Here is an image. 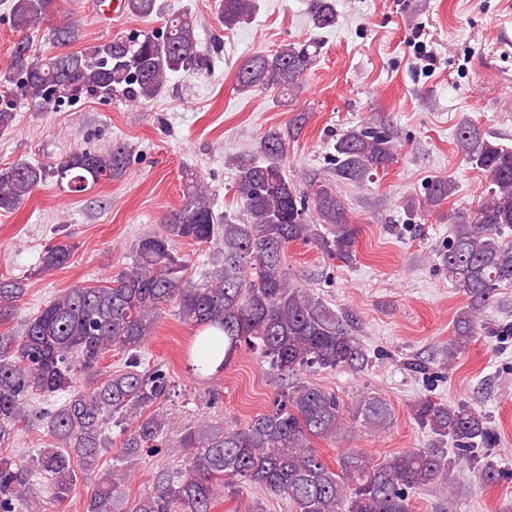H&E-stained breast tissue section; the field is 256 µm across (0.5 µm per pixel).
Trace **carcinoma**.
Masks as SVG:
<instances>
[{
    "label": "carcinoma",
    "instance_id": "1",
    "mask_svg": "<svg viewBox=\"0 0 512 512\" xmlns=\"http://www.w3.org/2000/svg\"><path fill=\"white\" fill-rule=\"evenodd\" d=\"M63 9V0H12L10 19L22 34L48 22L47 39L66 47L79 39L80 29L61 18ZM122 9L135 18L161 14L158 0H122ZM257 9L258 0L218 4L220 21L229 30L249 23ZM309 15L316 29L336 24L333 0H311ZM317 56L318 45L311 41L252 54L238 66L237 87L295 95ZM212 63L188 12L163 18L151 32L136 31L81 52L40 55L22 37L10 64L0 70V87L15 90V98L0 108V134L14 130L23 107L48 110L82 95L142 103L159 97L171 76L207 73ZM288 136L270 129L256 151L231 159L241 216L216 208L208 186L193 179L160 230L136 241L129 267L103 284L65 290L19 331L0 333V512H25L41 492L56 501L67 499L76 489L77 468L97 477L86 512H114V492L125 472L119 461L156 454L166 443L170 418L161 405L173 384L163 367L145 366L144 352L169 307L195 329L194 342L207 352V363L217 364V373L244 345L285 376L365 370L367 350L347 322L287 271L288 244L311 243L328 258L350 264L358 235L335 190L321 185L310 194L288 177ZM455 138L461 153L489 175L492 187L473 210L447 216L452 237L440 253L441 263L448 280L468 297L446 350L450 361L486 328L494 292L512 286V148L488 139L468 121L460 123ZM334 150L336 179L359 185L394 162L397 145L389 128L367 123L342 133ZM126 166L122 145L79 149L52 165L18 162L0 169V212L20 209L49 177L77 194L123 176ZM454 191L451 180L436 177L426 184L423 200H411L404 209L434 214ZM216 239L224 242L219 260L201 273L200 281L187 278L188 261L175 245ZM74 249L67 235L46 244L37 274L48 276L68 264ZM25 291L23 280L0 278L1 320L13 314ZM114 351L126 355L124 369L101 381L100 364ZM79 376L86 385L82 390L74 385ZM343 409L336 394L291 383L272 409L240 428L186 429L180 447L189 450L188 464L159 471L129 512H212L218 498L238 496L248 486L288 500L295 512H411V495L447 488L459 460L478 467L486 484L499 476L494 463L481 461L478 452L495 443L487 417L465 403L444 404L429 396L414 401L411 415L437 444L379 463L351 450L333 469L311 442L334 439L345 429ZM388 416L383 400L360 397V422L381 426ZM21 426L44 429L61 449L44 448L25 461L17 459L9 447ZM114 427L122 457L100 471ZM447 442L456 456H448Z\"/></svg>",
    "mask_w": 512,
    "mask_h": 512
}]
</instances>
